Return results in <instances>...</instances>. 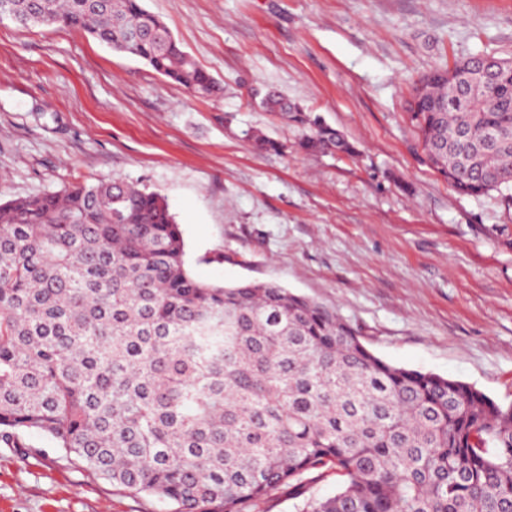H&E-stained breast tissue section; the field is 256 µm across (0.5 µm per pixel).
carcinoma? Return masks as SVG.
Returning a JSON list of instances; mask_svg holds the SVG:
<instances>
[{"label": "carcinoma", "instance_id": "1", "mask_svg": "<svg viewBox=\"0 0 512 512\" xmlns=\"http://www.w3.org/2000/svg\"><path fill=\"white\" fill-rule=\"evenodd\" d=\"M21 26L77 28L194 96L223 95L141 0H10ZM424 76L410 105L459 193L512 191V60ZM308 152L354 153L274 92ZM36 430L86 469L175 512H512V405L395 366L338 314L275 282L187 266L165 199L123 181L0 201V440ZM337 478L336 493L312 487Z\"/></svg>", "mask_w": 512, "mask_h": 512}]
</instances>
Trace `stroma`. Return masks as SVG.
<instances>
[{"instance_id": "35a3bbf8", "label": "stroma", "mask_w": 512, "mask_h": 512, "mask_svg": "<svg viewBox=\"0 0 512 512\" xmlns=\"http://www.w3.org/2000/svg\"><path fill=\"white\" fill-rule=\"evenodd\" d=\"M224 86L191 96L67 28L0 23V198L121 180L160 193L196 278L275 282L338 313L387 362L512 404V197L456 193L425 162L414 84L512 59V0H143ZM274 91L354 155L308 154ZM276 143L260 150L250 133ZM0 442V512H172L49 437Z\"/></svg>"}]
</instances>
